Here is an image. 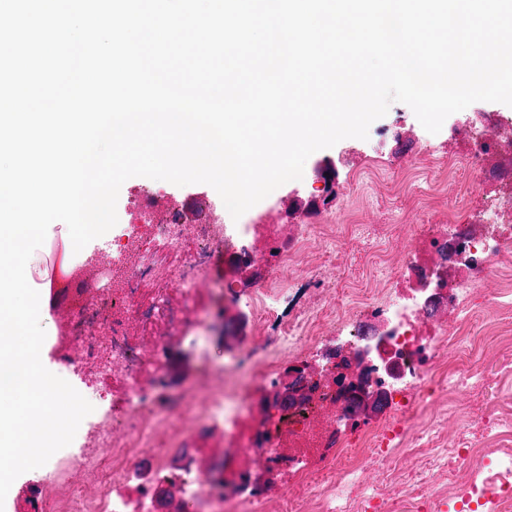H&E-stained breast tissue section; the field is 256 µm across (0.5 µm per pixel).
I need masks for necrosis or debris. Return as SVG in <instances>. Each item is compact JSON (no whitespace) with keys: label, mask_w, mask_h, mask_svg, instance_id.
<instances>
[{"label":"necrosis or debris","mask_w":512,"mask_h":512,"mask_svg":"<svg viewBox=\"0 0 512 512\" xmlns=\"http://www.w3.org/2000/svg\"><path fill=\"white\" fill-rule=\"evenodd\" d=\"M503 118L465 129L464 153L474 184L484 156L512 154L498 134ZM129 221L112 242L117 260L97 269L91 289L59 326L62 373L97 370L112 379V415L92 422L89 447L40 481L34 512H167L162 491L181 489L178 512H399L412 497L418 512H512V359L494 369L469 359L467 300L497 281L512 255V180L485 202L481 226L438 225L412 234L398 264L374 288H346L326 310L282 309L290 286L322 282L300 268L309 249L330 248L332 224L302 215L294 236L270 221L242 232L202 219L142 188L128 203ZM252 280L249 293L228 288L227 304L247 310L251 333L210 369L220 388L171 392L158 378L179 334L204 326L200 297L210 292L216 256ZM453 305L455 328L425 320L426 309ZM345 331L320 372L305 356L324 342L326 323ZM289 376L299 401L283 408L276 394ZM496 380L494 402L457 408L458 425L443 436L430 404ZM385 393L394 416L359 421V401ZM349 432H337L333 416ZM444 443L424 473L390 488L385 474L407 451ZM320 449L315 473L298 451ZM100 488L72 489L71 474Z\"/></svg>","instance_id":"1"}]
</instances>
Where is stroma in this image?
Wrapping results in <instances>:
<instances>
[{
    "label": "stroma",
    "mask_w": 512,
    "mask_h": 512,
    "mask_svg": "<svg viewBox=\"0 0 512 512\" xmlns=\"http://www.w3.org/2000/svg\"><path fill=\"white\" fill-rule=\"evenodd\" d=\"M505 109V104L497 102L473 103L450 115L440 132L431 134L407 105L393 103L384 117L371 124L367 139L347 138L307 159L305 167L309 170L325 161L335 165L338 174L335 198H327L322 183L290 181L246 211L240 221L251 224L259 216L272 213L287 216L289 223L295 224L298 215L288 212L292 201L315 199L319 202L317 223H329L331 209L338 206L342 209L341 225L333 254L310 250L300 259L302 267L332 281L338 275V266L353 263L355 258L377 249L383 251L387 260H396L415 225L447 223L452 210L460 220L471 221L478 201L459 192L460 183L469 180L470 173L457 160L463 142L455 131L472 113ZM143 187L160 190L171 203L181 207L190 198L200 204L221 201L218 193L206 184L179 187L166 181L133 177L120 188L118 216H125L131 195ZM490 297V292L485 291L471 300L468 325L473 354L489 367L501 357L500 349L491 345V337L512 339V313L489 322ZM202 303L208 312L203 341L180 339L177 355L166 368V383L175 390L199 383L202 368L199 350H206L214 363L223 364L225 354L235 350L246 330L242 314L225 307L223 297L206 296Z\"/></svg>",
    "instance_id": "stroma-1"
}]
</instances>
